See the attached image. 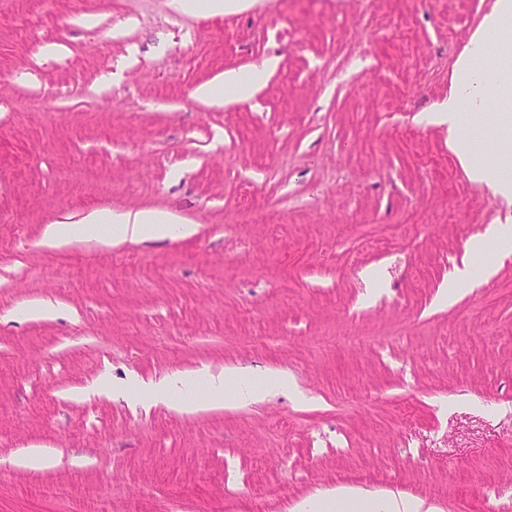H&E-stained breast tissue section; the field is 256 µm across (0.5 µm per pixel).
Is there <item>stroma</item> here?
Instances as JSON below:
<instances>
[{
    "mask_svg": "<svg viewBox=\"0 0 512 512\" xmlns=\"http://www.w3.org/2000/svg\"><path fill=\"white\" fill-rule=\"evenodd\" d=\"M493 2L0 0V512H56L52 489L68 512H291L341 486L512 512V253L471 254L476 288L437 302L512 207L415 120ZM270 56L253 97H196ZM142 208L197 232L43 243ZM338 333L370 342L313 347ZM233 368L295 386L196 414L89 392ZM30 449L48 463L17 466ZM258 2V0H170L169 4L185 12L224 14L249 11Z\"/></svg>",
    "mask_w": 512,
    "mask_h": 512,
    "instance_id": "35a3bbf8",
    "label": "stroma"
}]
</instances>
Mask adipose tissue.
<instances>
[{"label":"adipose tissue","instance_id":"1","mask_svg":"<svg viewBox=\"0 0 512 512\" xmlns=\"http://www.w3.org/2000/svg\"><path fill=\"white\" fill-rule=\"evenodd\" d=\"M278 57L264 60L252 75L227 71L213 82L198 88L200 98L220 102L223 93L236 99L251 98L265 75L274 71ZM512 83V0H495L490 13L471 34L456 64L448 96L418 116L419 123L448 129V148L471 169L475 181L486 184L512 205V101L500 91ZM495 112L497 132L495 150L500 157L496 166L477 167L471 163L472 149L463 134L466 117L484 118ZM193 224L178 222L168 211L138 209L99 211L75 224L48 225L47 242L65 245L75 240H93L102 245L125 241H151L186 238L196 233ZM200 380L214 392L215 403L230 402L245 407L268 398L270 388L256 383L252 374L231 370L219 375L204 374ZM297 512H435L423 501L389 491L374 495L359 488L342 487L305 500Z\"/></svg>","mask_w":512,"mask_h":512}]
</instances>
